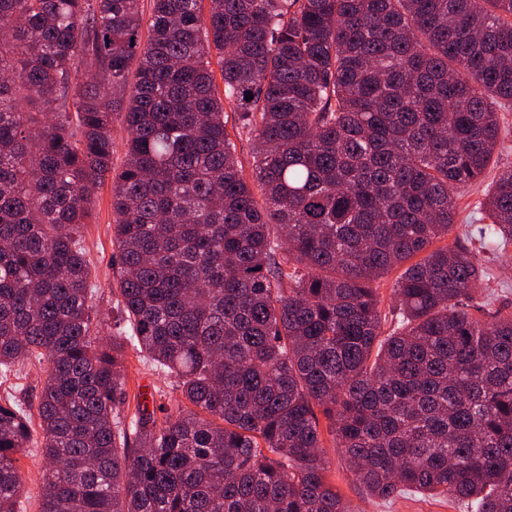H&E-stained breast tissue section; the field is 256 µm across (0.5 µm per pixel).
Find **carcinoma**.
Segmentation results:
<instances>
[{"label": "carcinoma", "instance_id": "cac0c4a2", "mask_svg": "<svg viewBox=\"0 0 512 512\" xmlns=\"http://www.w3.org/2000/svg\"><path fill=\"white\" fill-rule=\"evenodd\" d=\"M141 2L0 0V374L51 362L39 512H353L317 409L368 494L512 512V312L479 258H512V169L478 247H433L512 103V0ZM107 175L109 343L79 234ZM127 345L171 406L128 414ZM31 437L0 403V512ZM225 114L228 115L227 131L230 134L232 141L236 144L237 155L243 166L244 176L247 178L256 200L260 205H264V197L261 194L260 188L257 183L252 179V165H253V142L246 134H238L236 123L234 122V112L229 107H226Z\"/></svg>", "mask_w": 512, "mask_h": 512}]
</instances>
